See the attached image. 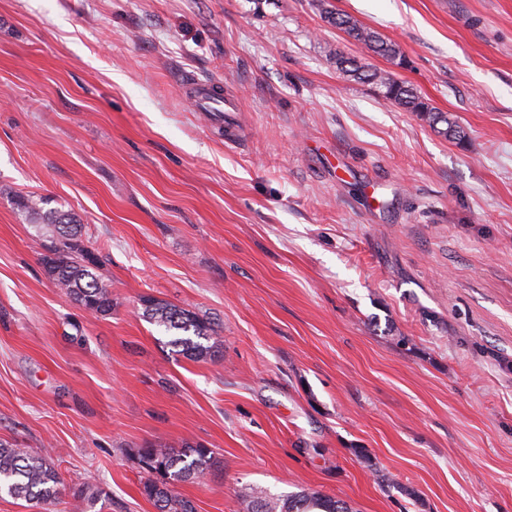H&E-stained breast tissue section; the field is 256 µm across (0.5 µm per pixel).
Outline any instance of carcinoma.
<instances>
[{
  "label": "carcinoma",
  "instance_id": "carcinoma-1",
  "mask_svg": "<svg viewBox=\"0 0 512 512\" xmlns=\"http://www.w3.org/2000/svg\"><path fill=\"white\" fill-rule=\"evenodd\" d=\"M331 21L355 40L373 48V52L391 59L401 58L399 48L382 40L377 33L350 16ZM341 69L359 79L376 84L383 97L416 114L434 131L459 143H466L464 130L430 106L416 88L395 80L385 71H367L351 58L340 57ZM52 199L29 195L17 199L19 211L33 225L35 238L44 250L42 264L46 275L66 296L89 310L107 316L112 313V293L101 278V263L87 259L90 249L81 245V224L70 213L51 206ZM142 316L148 322L171 332V343L190 359L220 357L214 323L193 310L153 297L142 298ZM140 463L149 473L142 483L141 494L151 501L156 512H196L194 503L174 493L173 486L197 479L213 464L208 448L187 446L174 452L165 443H151L139 450ZM64 484L46 454H35L19 445L0 440V495L22 499L44 512L58 502ZM244 512H351L346 502L302 490L273 497L259 487H248L240 494Z\"/></svg>",
  "mask_w": 512,
  "mask_h": 512
}]
</instances>
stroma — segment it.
<instances>
[{"label": "stroma", "mask_w": 512, "mask_h": 512, "mask_svg": "<svg viewBox=\"0 0 512 512\" xmlns=\"http://www.w3.org/2000/svg\"><path fill=\"white\" fill-rule=\"evenodd\" d=\"M188 77L240 98L242 140L191 111ZM25 195L81 222L110 315L47 277ZM145 296L208 317L222 358L175 352ZM1 439L100 495L55 512H155L149 442L213 451L176 487L198 512L251 486L512 512V0H0ZM331 21L336 24V26L343 28L355 40L373 48L374 53L391 59L404 61V58L401 57L399 48L395 44L381 40L377 33L364 27L352 17L347 15L344 17L337 16V18L331 17ZM336 63L340 65L342 70L359 80L366 79L376 84L382 90L383 97L386 100L401 106L408 112L415 113L437 133L451 140H456L458 143L464 144L467 142L466 132L450 119L447 113L439 112L430 106L416 88L399 80H394L392 74L388 72L367 71L355 59L340 57L336 59ZM439 125L445 127L441 128Z\"/></svg>", "instance_id": "35a3bbf8"}]
</instances>
